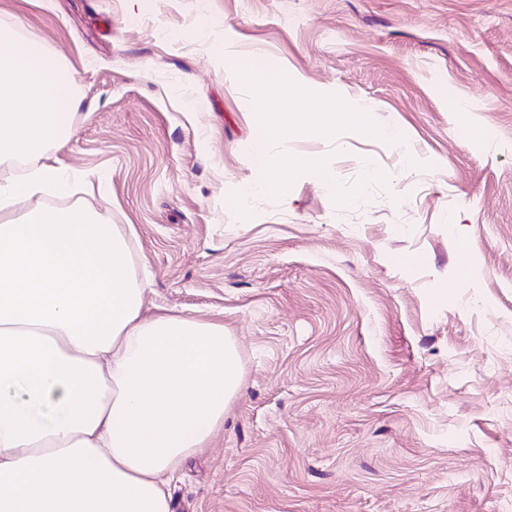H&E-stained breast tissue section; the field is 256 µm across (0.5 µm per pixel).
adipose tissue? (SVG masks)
I'll return each mask as SVG.
<instances>
[{
	"mask_svg": "<svg viewBox=\"0 0 512 512\" xmlns=\"http://www.w3.org/2000/svg\"><path fill=\"white\" fill-rule=\"evenodd\" d=\"M0 26V512H170L183 460L207 446L242 381L223 325L142 314L132 234L107 211L55 210L48 148L80 106L67 73Z\"/></svg>",
	"mask_w": 512,
	"mask_h": 512,
	"instance_id": "adipose-tissue-1",
	"label": "adipose tissue"
}]
</instances>
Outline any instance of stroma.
<instances>
[{
  "mask_svg": "<svg viewBox=\"0 0 512 512\" xmlns=\"http://www.w3.org/2000/svg\"><path fill=\"white\" fill-rule=\"evenodd\" d=\"M17 20L82 100L48 155L91 184L42 202L132 225L145 313L240 354L171 512H512V0H0ZM235 54L397 133L272 144L351 201L305 173L225 207L259 177Z\"/></svg>",
  "mask_w": 512,
  "mask_h": 512,
  "instance_id": "obj_1",
  "label": "stroma"
}]
</instances>
